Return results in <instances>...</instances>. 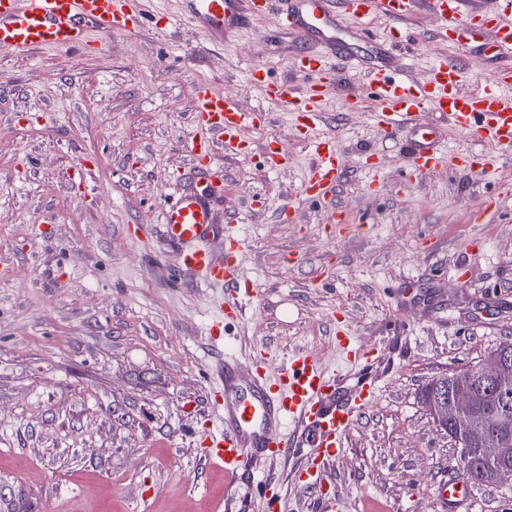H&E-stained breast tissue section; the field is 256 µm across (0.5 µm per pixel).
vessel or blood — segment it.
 I'll list each match as a JSON object with an SVG mask.
<instances>
[{
	"label": "vessel or blood",
	"mask_w": 512,
	"mask_h": 512,
	"mask_svg": "<svg viewBox=\"0 0 512 512\" xmlns=\"http://www.w3.org/2000/svg\"><path fill=\"white\" fill-rule=\"evenodd\" d=\"M182 20L216 37L238 22L240 16H273L278 30L294 35L303 48L293 59V68L307 79L302 89L271 80L264 69H254L253 84L292 117L291 131L313 146L315 159L300 190L306 200L322 208L327 228H342L346 214L336 203V190L344 168L335 139L318 135L324 118L325 91L333 86L340 69L361 77L365 89L350 95L347 107L370 113L387 135L406 134V164L409 173L423 174L442 166L475 174L493 173L500 156L512 154V67L493 72L483 85L462 92L464 69L446 57L433 60L423 79L400 73L396 54L408 47L397 22L418 11L430 13L438 22L436 37L450 46L484 40L488 50L512 53V0H492L483 8L480 0H184ZM394 21L385 40H378L375 16ZM145 15L135 0H0V47L24 53L37 48H79L87 43L89 31L104 35L116 31L136 32ZM368 42H381L384 57L374 66L364 64L338 43L345 28ZM195 132L186 143L188 154L205 161L199 190L179 193L163 207V224L170 241L180 247L182 266L203 281L224 287L229 295L220 304V315L209 334L222 341L224 326L235 321L241 308L235 294L252 296L249 282L240 272V257L246 241L233 228H216L211 197L224 181V168L214 161V144L225 154L243 157L251 143L244 129L264 125L262 111L244 110L235 97L217 92L209 83L195 85ZM437 112L448 118L470 146L443 149L440 126L427 122L426 114ZM476 142L494 144L498 152H473ZM224 238V256L215 258L208 241ZM336 341L347 363L368 360L371 352L357 345L345 330ZM272 357L260 350L249 363L224 360L220 390L231 397L219 429L204 431L201 453L223 468L229 483L253 470L260 460L285 454L301 456L299 481L314 488L319 512H335L336 497L328 469L342 452L344 439L358 414L374 398L364 381L349 385L327 373L315 354L303 350L283 364L275 378L266 367ZM437 495L447 512L470 498L462 480L440 484Z\"/></svg>",
	"instance_id": "vessel-or-blood-1"
}]
</instances>
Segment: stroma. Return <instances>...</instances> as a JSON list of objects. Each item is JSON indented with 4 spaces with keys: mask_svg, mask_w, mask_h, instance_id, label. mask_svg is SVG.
Instances as JSON below:
<instances>
[{
    "mask_svg": "<svg viewBox=\"0 0 512 512\" xmlns=\"http://www.w3.org/2000/svg\"><path fill=\"white\" fill-rule=\"evenodd\" d=\"M138 4L172 24L95 34L81 50L0 48V261L13 269L0 280V512H268L260 488L270 482L279 512H312L300 457L261 462L230 487L194 432L220 424L214 394L228 356L245 362L269 348L274 376L309 349L327 372L355 380L336 345L340 327L384 360L372 370L374 402L336 461V512H442L437 484L464 471L419 394L512 342V195L494 222L470 220L485 195L512 184V156L489 176L442 167L405 178L401 141L369 113L343 109L360 87L343 73L319 132L341 149L336 202L350 229L326 232L325 212L300 194L311 144L248 82L264 68L303 88L295 38L275 35L267 17L220 42L179 22L183 0ZM402 26L414 39L399 58L410 78L442 55L476 84L503 64L477 43L438 40L429 14ZM199 81L243 86L241 105L267 115L246 132L250 156L215 154L224 191L214 217L249 239L240 266L256 289L219 344L209 327L226 293L181 269L161 222L165 199L196 185L172 186L170 174L192 168L185 144ZM271 139L288 158L276 171L262 158ZM368 151L383 167L374 189L361 168ZM473 241L482 253L471 260ZM331 257L332 286L313 287Z\"/></svg>",
    "mask_w": 512,
    "mask_h": 512,
    "instance_id": "stroma-1",
    "label": "stroma"
}]
</instances>
